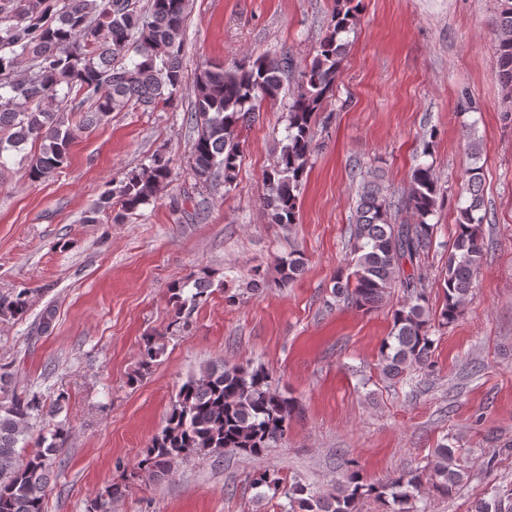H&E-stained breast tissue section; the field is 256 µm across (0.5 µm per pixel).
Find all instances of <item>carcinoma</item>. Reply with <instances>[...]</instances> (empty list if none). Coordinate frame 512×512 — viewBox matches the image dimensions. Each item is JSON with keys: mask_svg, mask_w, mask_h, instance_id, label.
I'll use <instances>...</instances> for the list:
<instances>
[{"mask_svg": "<svg viewBox=\"0 0 512 512\" xmlns=\"http://www.w3.org/2000/svg\"><path fill=\"white\" fill-rule=\"evenodd\" d=\"M138 2L63 0L58 9L54 0H16L0 6V165L4 153L19 151L30 141L41 143V152L28 169L32 181L50 177L64 164L81 126H71L62 112L45 105L61 96L90 104L101 117L128 107L148 111L174 104L183 80L186 0H151L146 11ZM342 2L347 7L332 15L329 34L303 69H297L285 50L231 67L211 66L195 82L190 174L198 184L222 177L227 188L241 161L234 131L255 122L263 103L288 93L286 135L279 141L276 164L266 174L263 208L271 224L297 223L303 177L315 149L312 119L335 95L347 50L343 36L356 21L354 0ZM492 25L497 77L512 98V0H497ZM130 51L135 59L126 63ZM24 60L31 63L28 73L11 79ZM170 178L168 163L155 157L102 195L82 222L98 223L99 215L116 204V217L132 213L152 202ZM465 183L469 200L459 209L443 277L444 300L435 312L429 306L423 272L435 229L429 218L442 198L433 167L417 166L406 194L398 198L376 180L362 179L351 222L353 270L336 279L332 295L338 303L371 308L393 288L406 294L407 303L394 311L392 330L379 347L381 373L388 380L430 365L431 322L453 323L480 274L485 250L479 231L485 220L480 214V169L469 168ZM304 266L302 254L291 252L280 260L281 276L292 280ZM211 287V275L203 269L173 285L169 301L175 313L181 316L206 302ZM30 294L29 289L0 293V318H25ZM163 353L164 344L145 337L140 370L149 371ZM11 384L12 374L0 371V512H44L50 473L67 431L57 427L24 454L18 447L28 446L36 421L61 413L66 394L49 401L38 392L18 393ZM300 414L299 402L274 390L265 370L224 362L205 366L181 385L166 426L152 439L137 468L148 478H161L180 458L199 452L219 456L226 448L259 458L284 438L289 421ZM344 466V480L328 490L288 483L264 469L254 471L249 483L285 499L281 512H358L367 497L381 502L386 512H424L416 506L424 487L450 495L467 477L454 450L444 443L437 445L424 468L400 472L385 483L368 484L353 463ZM120 496L121 489L111 485L96 496L91 512H112V501ZM470 512H512V487L491 489L473 502Z\"/></svg>", "mask_w": 512, "mask_h": 512, "instance_id": "obj_1", "label": "carcinoma"}]
</instances>
